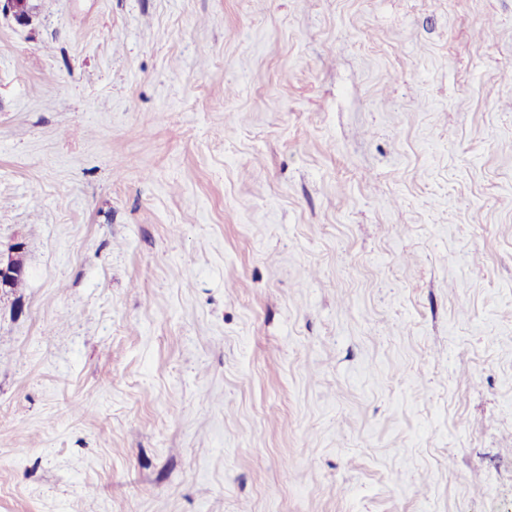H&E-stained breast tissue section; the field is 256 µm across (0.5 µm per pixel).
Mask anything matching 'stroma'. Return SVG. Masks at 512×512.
Masks as SVG:
<instances>
[{"label":"stroma","instance_id":"obj_1","mask_svg":"<svg viewBox=\"0 0 512 512\" xmlns=\"http://www.w3.org/2000/svg\"><path fill=\"white\" fill-rule=\"evenodd\" d=\"M0 14V512H512V0ZM23 244L18 242L13 245L7 255L0 251V291L7 288H20L23 285L24 277L18 278L26 273L25 266L21 263V252ZM13 283V284H12Z\"/></svg>","mask_w":512,"mask_h":512}]
</instances>
